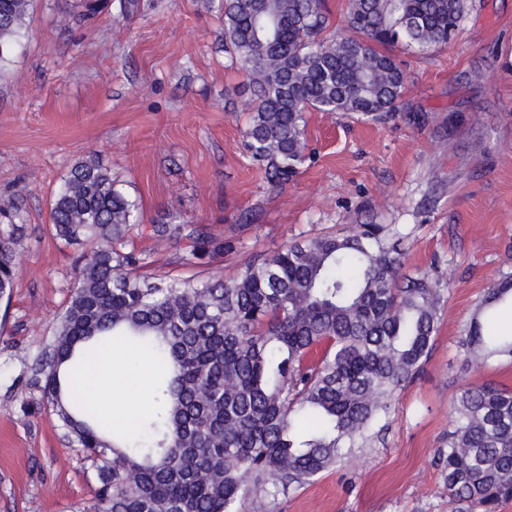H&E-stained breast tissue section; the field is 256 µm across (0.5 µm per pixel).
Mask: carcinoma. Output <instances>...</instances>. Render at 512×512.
Masks as SVG:
<instances>
[{"label":"carcinoma","mask_w":512,"mask_h":512,"mask_svg":"<svg viewBox=\"0 0 512 512\" xmlns=\"http://www.w3.org/2000/svg\"><path fill=\"white\" fill-rule=\"evenodd\" d=\"M33 0H0V64ZM470 0H349L331 38L325 0H219L226 49L246 68L244 149L279 186L304 165L309 112L365 121L398 109L406 74L388 47H443ZM55 236L83 248L74 286L31 381L99 470L97 512H245L275 501L363 448L396 392L429 358L444 288L400 275L403 236L377 224L320 233L254 261L231 281L157 278L124 251L142 214L95 159L74 163L50 204ZM16 207L0 208V297L18 273ZM158 243L190 241L185 261L232 247L203 226L152 224ZM512 273L493 281L462 343L481 368L512 358L493 328ZM114 347L148 358L153 409L119 434L97 410L87 370ZM440 450L449 512L512 499V392L468 386Z\"/></svg>","instance_id":"carcinoma-1"}]
</instances>
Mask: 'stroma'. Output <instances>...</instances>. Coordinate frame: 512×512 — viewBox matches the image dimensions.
I'll return each instance as SVG.
<instances>
[{
  "label": "stroma",
  "mask_w": 512,
  "mask_h": 512,
  "mask_svg": "<svg viewBox=\"0 0 512 512\" xmlns=\"http://www.w3.org/2000/svg\"><path fill=\"white\" fill-rule=\"evenodd\" d=\"M407 72L392 118L310 112L313 150L271 187L242 148L247 77L224 50V16L203 0H34L28 33L0 65V206L26 230L0 298V512H88L95 464L71 447L30 366L69 300L78 247L57 239L50 201L91 157L145 223L205 226L233 250L182 261L188 240L129 244L147 272L236 277L313 233L379 224L404 236L402 273L446 287L433 352L398 391L379 439L259 512H448L439 448L453 397L490 381L512 390V359L468 365L462 341L494 279L512 273V0H473L441 48L390 49Z\"/></svg>",
  "instance_id": "1"
}]
</instances>
